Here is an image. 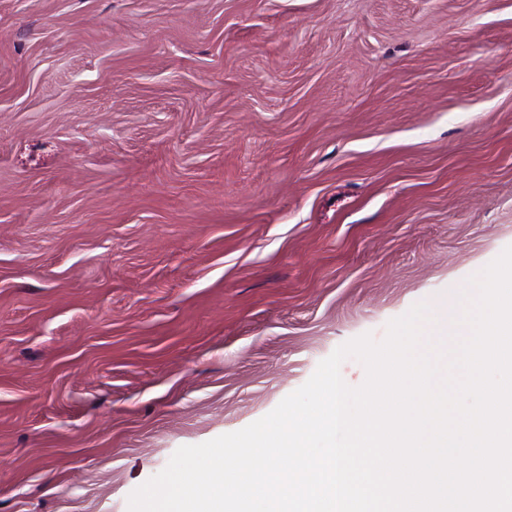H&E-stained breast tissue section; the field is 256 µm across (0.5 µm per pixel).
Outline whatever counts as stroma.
I'll return each mask as SVG.
<instances>
[{
    "mask_svg": "<svg viewBox=\"0 0 512 512\" xmlns=\"http://www.w3.org/2000/svg\"><path fill=\"white\" fill-rule=\"evenodd\" d=\"M512 246V0H0V512H128Z\"/></svg>",
    "mask_w": 512,
    "mask_h": 512,
    "instance_id": "obj_1",
    "label": "stroma"
}]
</instances>
